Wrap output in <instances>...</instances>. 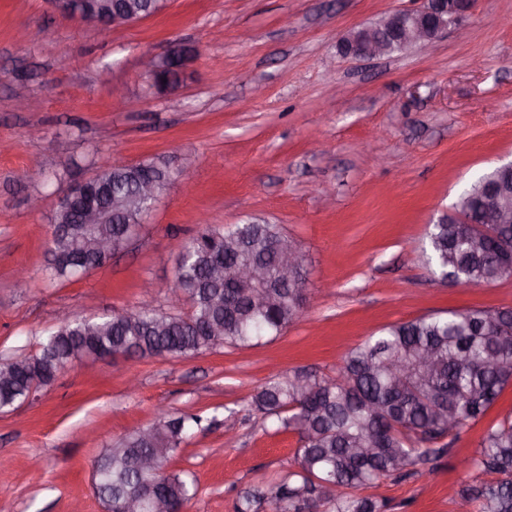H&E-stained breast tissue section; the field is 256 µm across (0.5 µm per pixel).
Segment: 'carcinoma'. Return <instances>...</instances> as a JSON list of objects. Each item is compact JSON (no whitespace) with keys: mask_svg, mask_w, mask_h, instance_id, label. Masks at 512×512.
I'll list each match as a JSON object with an SVG mask.
<instances>
[{"mask_svg":"<svg viewBox=\"0 0 512 512\" xmlns=\"http://www.w3.org/2000/svg\"><path fill=\"white\" fill-rule=\"evenodd\" d=\"M99 175L105 191L76 203L73 213L54 216L46 270L57 279L75 276L80 263L95 266L93 238L114 242L134 237L145 211L136 202L139 189L152 182L164 191L181 172L164 157L134 166L104 164ZM497 177L491 169L460 194L472 198ZM109 209L108 224H82L86 204ZM290 242L278 224L208 225L184 246L174 289L189 311L167 314L148 305L99 319L75 318L40 344L32 355L0 363V411L27 399L34 386L51 383L67 364L102 349L141 356L182 358L217 346L248 347L273 339L303 311L307 286L305 261L290 281L279 274L283 245ZM88 253L79 261L77 252ZM439 279L479 286L512 272V223L483 231L469 224H431L422 250ZM259 265L265 282L248 284L240 268ZM222 270L219 279L215 268ZM432 365L421 364L423 356ZM512 385V308H471L387 325L350 349L335 379L296 372L267 381L252 398L254 409L277 418L280 427L300 435L299 471L266 490L244 491L236 512H384L385 504L353 491L382 478L403 474L417 462L447 450L444 439L482 419L504 389ZM454 426L448 427V419ZM202 417H177L162 411L144 429L125 433L95 461L97 497L107 512H121L129 498L149 492L169 510L185 508L195 492L182 473L164 464L201 427ZM146 455L154 467L140 465ZM469 466L491 480H477L460 492L473 512H512V415L491 426Z\"/></svg>","mask_w":512,"mask_h":512,"instance_id":"1","label":"carcinoma"}]
</instances>
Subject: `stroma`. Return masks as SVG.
Returning <instances> with one entry per match:
<instances>
[{"label":"stroma","instance_id":"obj_1","mask_svg":"<svg viewBox=\"0 0 512 512\" xmlns=\"http://www.w3.org/2000/svg\"><path fill=\"white\" fill-rule=\"evenodd\" d=\"M420 0H169L100 37L48 0H0V362L36 352L69 311L102 317L149 302L186 312L172 286L181 244L206 224L280 225L306 256L301 316L275 340L186 358L79 360L0 412V512H104L92 462L158 408L202 416L167 463L195 480L186 512H235L240 492L297 464V431L251 406L271 377H335L381 327L473 307L512 308V277L461 288L420 261L426 227L495 166L512 161V0H474L433 51L340 55L352 28ZM173 40L198 54L172 95L149 90L146 54ZM26 84V109L13 89ZM166 157L188 167L127 249L90 274L51 279L45 249L59 192L106 162ZM44 181L25 180L27 167ZM335 190L324 205L316 190ZM41 199L40 209L29 206ZM25 269V283L15 272ZM512 412V386L449 451L415 475L362 488L384 512H456L479 476L464 460Z\"/></svg>","mask_w":512,"mask_h":512}]
</instances>
